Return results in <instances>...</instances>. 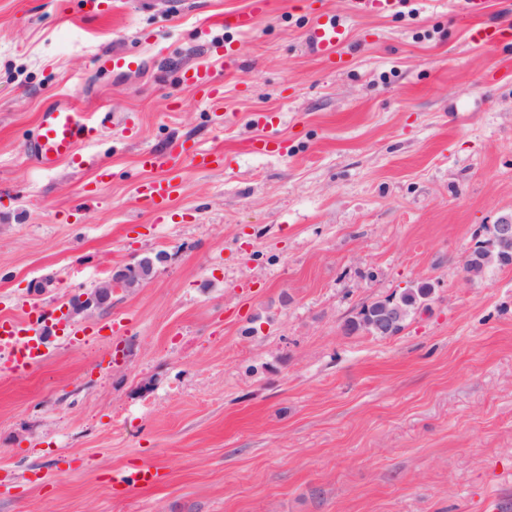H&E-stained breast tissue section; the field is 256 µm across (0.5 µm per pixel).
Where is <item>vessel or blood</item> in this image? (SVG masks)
I'll return each mask as SVG.
<instances>
[{
	"mask_svg": "<svg viewBox=\"0 0 512 512\" xmlns=\"http://www.w3.org/2000/svg\"><path fill=\"white\" fill-rule=\"evenodd\" d=\"M270 0H251L247 11L233 14L230 23L235 28L249 31L255 28L258 20L269 11ZM487 0H463V16L476 20L473 29L475 41L495 43L512 36V30L479 24V17L486 12ZM312 44L322 57L330 59L345 39L344 30L334 23H326L314 28L310 34ZM184 83L194 89L213 109H220L223 88L211 74L201 66L185 70ZM107 112H87L72 104L55 105L43 109L38 116V126L30 150L38 163L49 167L57 162L73 158L80 147L91 142L99 130L110 123ZM224 159L222 149L182 148L170 152L168 157H160L153 152L143 153L140 164L143 168L154 169L162 162L189 163L202 169L221 166ZM179 186L167 177L153 179L146 183L140 193V200L154 215L165 213ZM45 316L38 306H30L22 316L0 318V352L8 354L15 372L24 373L44 360L46 352L37 340L36 334ZM158 469L150 464L136 471H115L112 475V494L126 497L132 490L152 488L161 483Z\"/></svg>",
	"mask_w": 512,
	"mask_h": 512,
	"instance_id": "vessel-or-blood-1",
	"label": "vessel or blood"
}]
</instances>
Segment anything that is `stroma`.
<instances>
[{
    "instance_id": "stroma-1",
    "label": "stroma",
    "mask_w": 512,
    "mask_h": 512,
    "mask_svg": "<svg viewBox=\"0 0 512 512\" xmlns=\"http://www.w3.org/2000/svg\"><path fill=\"white\" fill-rule=\"evenodd\" d=\"M459 2L271 0L244 32L225 19L250 0H0V316L48 315L40 366L0 360V512H512V265L463 270L512 219V39L474 42ZM198 65L223 110L183 85ZM56 103L112 122L43 168ZM180 144L224 168L179 169L159 220L138 159ZM146 258L139 288L64 318ZM423 283L399 334L346 332ZM144 462L162 485L113 498ZM310 39L316 50L326 59L336 56V49L344 42V29L329 22L311 31Z\"/></svg>"
}]
</instances>
